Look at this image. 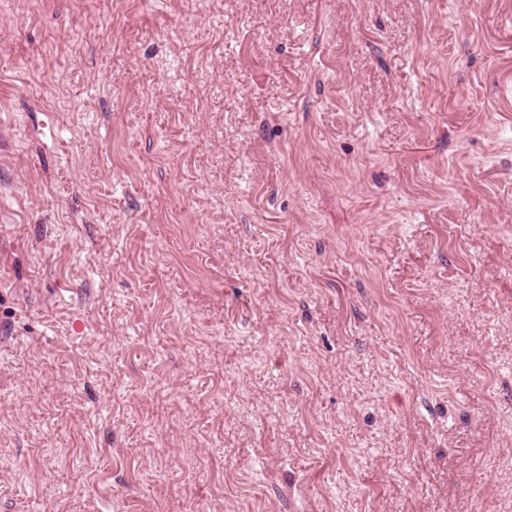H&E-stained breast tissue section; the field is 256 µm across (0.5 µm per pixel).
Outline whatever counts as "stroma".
I'll return each instance as SVG.
<instances>
[{"mask_svg": "<svg viewBox=\"0 0 512 512\" xmlns=\"http://www.w3.org/2000/svg\"><path fill=\"white\" fill-rule=\"evenodd\" d=\"M0 512H512V0H0Z\"/></svg>", "mask_w": 512, "mask_h": 512, "instance_id": "1", "label": "stroma"}]
</instances>
